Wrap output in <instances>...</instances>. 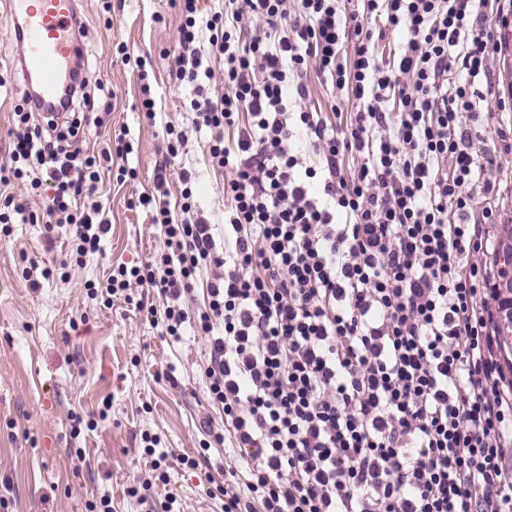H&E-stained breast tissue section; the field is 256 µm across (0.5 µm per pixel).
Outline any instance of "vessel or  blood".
Instances as JSON below:
<instances>
[{
	"label": "vessel or blood",
	"mask_w": 512,
	"mask_h": 512,
	"mask_svg": "<svg viewBox=\"0 0 512 512\" xmlns=\"http://www.w3.org/2000/svg\"><path fill=\"white\" fill-rule=\"evenodd\" d=\"M75 0H12L10 23L20 44V68L26 83L36 85L38 104L52 111L68 82L67 68L77 54L69 28Z\"/></svg>",
	"instance_id": "obj_1"
}]
</instances>
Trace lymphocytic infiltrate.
Instances as JSON below:
<instances>
[{"label":"lymphocytic infiltrate","instance_id":"obj_1","mask_svg":"<svg viewBox=\"0 0 512 512\" xmlns=\"http://www.w3.org/2000/svg\"><path fill=\"white\" fill-rule=\"evenodd\" d=\"M512 0H224L198 15L178 0L172 74L192 86L195 128L228 170L223 243L179 176L181 218L167 199L138 196L159 224L154 261L113 268L89 298L131 284L158 289L154 325L205 341L202 375L245 470L228 468L224 512H512V378L488 299L495 254L496 161L483 134L491 111L492 22ZM261 21L262 34L237 31ZM404 40L392 62L388 35ZM224 58V95L200 80L201 43ZM356 100L332 120L295 111L308 72ZM65 126L18 129L0 187L50 188L43 215L0 199V237L43 223L71 238L84 265L110 231L94 195L112 153L72 148L94 114L112 109L77 75ZM235 130L234 146L224 134ZM353 172H345L346 160ZM206 276L203 308L183 299Z\"/></svg>","mask_w":512,"mask_h":512}]
</instances>
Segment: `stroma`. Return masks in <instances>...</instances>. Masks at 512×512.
<instances>
[{
  "mask_svg": "<svg viewBox=\"0 0 512 512\" xmlns=\"http://www.w3.org/2000/svg\"><path fill=\"white\" fill-rule=\"evenodd\" d=\"M8 0H0V77L11 88L0 97V155L14 130L12 112L28 89L18 66L20 46L8 23ZM88 56V78L116 95L99 126L85 128L78 146L106 147L125 134L133 145L113 167L135 178L110 181L101 198L112 222L102 255L85 266L69 264L71 246L59 238L46 246L40 224H17L0 242V512H87L107 495L116 512H158L176 496L184 512H218L217 485L235 460L223 447L203 448L205 428L220 421L200 370L204 350L197 336L181 341L150 323L160 306L154 288L131 286L111 305L88 298L85 284L105 281L113 265H139L163 247L149 213L132 209V195L153 192L155 171L168 164L170 189L182 170L195 173V199L211 214L216 241L224 239V172L213 169L206 132L193 128L191 87L170 79L162 59L175 41L180 15L175 0H78ZM149 83L160 115L149 123L138 104ZM185 131L176 157L167 155L165 124ZM490 177L500 186L499 223L489 231L504 249L503 224L512 219V155L498 158ZM55 269L53 280L29 288L22 276L31 263ZM110 403L107 420L98 411ZM158 435L167 451V479L154 478L142 434ZM191 457L195 466L182 464ZM150 482L145 504L128 495Z\"/></svg>",
  "mask_w": 512,
  "mask_h": 512,
  "instance_id": "stroma-1",
  "label": "stroma"
}]
</instances>
